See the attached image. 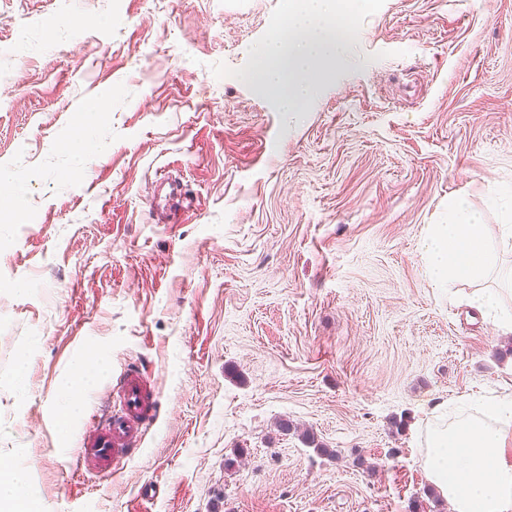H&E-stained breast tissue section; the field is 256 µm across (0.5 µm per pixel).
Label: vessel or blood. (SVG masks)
Returning a JSON list of instances; mask_svg holds the SVG:
<instances>
[{
    "label": "vessel or blood",
    "mask_w": 512,
    "mask_h": 512,
    "mask_svg": "<svg viewBox=\"0 0 512 512\" xmlns=\"http://www.w3.org/2000/svg\"><path fill=\"white\" fill-rule=\"evenodd\" d=\"M117 386L111 410L99 416L78 451V466L92 478L120 470L158 418V399L138 369L121 371Z\"/></svg>",
    "instance_id": "b4317fda"
}]
</instances>
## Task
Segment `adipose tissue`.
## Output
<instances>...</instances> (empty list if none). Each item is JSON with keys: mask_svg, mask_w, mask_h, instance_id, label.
Segmentation results:
<instances>
[{"mask_svg": "<svg viewBox=\"0 0 512 512\" xmlns=\"http://www.w3.org/2000/svg\"><path fill=\"white\" fill-rule=\"evenodd\" d=\"M348 21L338 0H299L288 23L263 47L252 80L275 92L291 82L293 95L309 97L311 73L325 70L344 49ZM499 238L463 199L448 204V221L424 238L427 269L436 287L475 283L470 302L494 325L512 330V306L487 276L512 286V267L498 263V248L512 244V209ZM424 468L451 512H512V397L469 398L435 409L425 425ZM28 470L0 462V512H36L28 499Z\"/></svg>", "mask_w": 512, "mask_h": 512, "instance_id": "adipose-tissue-1", "label": "adipose tissue"}]
</instances>
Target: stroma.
Segmentation results:
<instances>
[{
    "mask_svg": "<svg viewBox=\"0 0 512 512\" xmlns=\"http://www.w3.org/2000/svg\"><path fill=\"white\" fill-rule=\"evenodd\" d=\"M349 8L290 115L245 78L288 0H0V176L20 187L0 209V461L28 468L38 512H449L421 427L512 390V332L435 288L421 242L452 197L501 222L512 0ZM79 129L92 150L69 149ZM163 176L186 189L175 224L149 211ZM127 367L159 418L84 480L75 450ZM97 367L98 357L93 355L83 354L75 360L73 376L63 385L64 399L57 408V419L60 424H66L75 412L74 399L69 398L68 393H71L75 386L87 385Z\"/></svg>",
    "mask_w": 512,
    "mask_h": 512,
    "instance_id": "35a3bbf8",
    "label": "stroma"
}]
</instances>
